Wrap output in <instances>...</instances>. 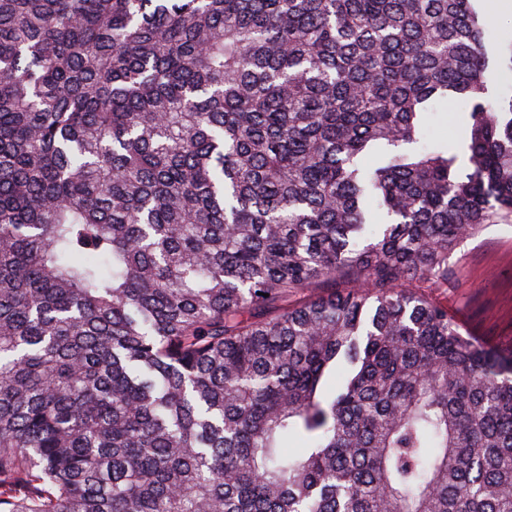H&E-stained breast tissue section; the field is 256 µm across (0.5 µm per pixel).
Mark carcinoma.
Instances as JSON below:
<instances>
[{"label":"carcinoma","mask_w":512,"mask_h":512,"mask_svg":"<svg viewBox=\"0 0 512 512\" xmlns=\"http://www.w3.org/2000/svg\"><path fill=\"white\" fill-rule=\"evenodd\" d=\"M486 26L0 0V512H512V351L420 292L512 223Z\"/></svg>","instance_id":"cac0c4a2"}]
</instances>
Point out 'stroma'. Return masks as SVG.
<instances>
[{
  "label": "stroma",
  "instance_id": "stroma-1",
  "mask_svg": "<svg viewBox=\"0 0 512 512\" xmlns=\"http://www.w3.org/2000/svg\"><path fill=\"white\" fill-rule=\"evenodd\" d=\"M448 285L428 289L476 343L512 349V224H489L448 250Z\"/></svg>",
  "mask_w": 512,
  "mask_h": 512
}]
</instances>
